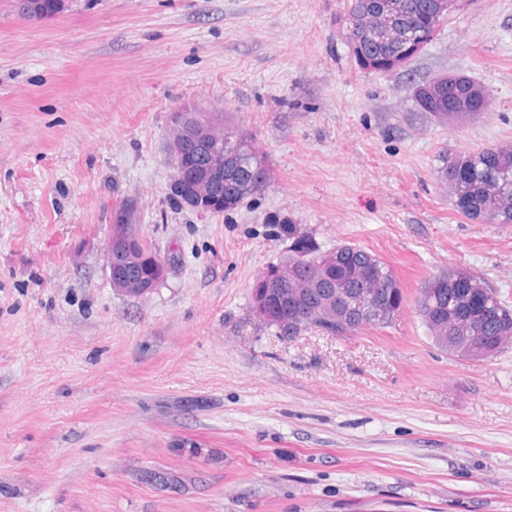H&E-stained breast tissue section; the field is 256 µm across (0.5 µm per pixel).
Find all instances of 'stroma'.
Masks as SVG:
<instances>
[{
	"label": "stroma",
	"mask_w": 512,
	"mask_h": 512,
	"mask_svg": "<svg viewBox=\"0 0 512 512\" xmlns=\"http://www.w3.org/2000/svg\"><path fill=\"white\" fill-rule=\"evenodd\" d=\"M347 0H0V512H512V343L449 355L416 312L451 267L512 306V225L465 220L443 156L512 143V0H458L405 67L344 38ZM473 78L455 125L415 86ZM184 104L251 134L265 187L180 197ZM134 202L163 283L113 288ZM350 243L394 272L387 327L282 338L253 311L269 262Z\"/></svg>",
	"instance_id": "obj_1"
}]
</instances>
